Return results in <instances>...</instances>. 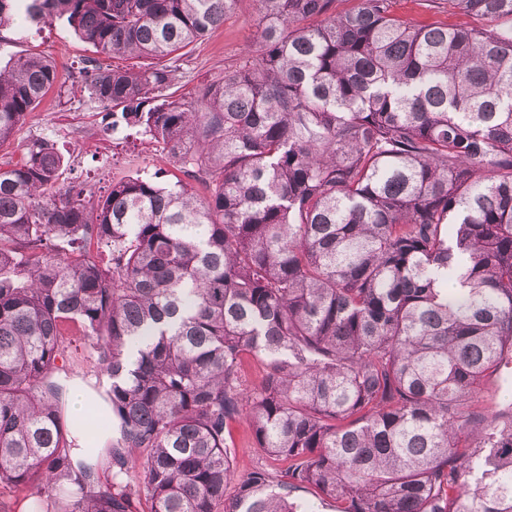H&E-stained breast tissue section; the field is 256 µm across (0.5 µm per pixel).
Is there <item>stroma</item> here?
<instances>
[{"label": "stroma", "instance_id": "35a3bbf8", "mask_svg": "<svg viewBox=\"0 0 512 512\" xmlns=\"http://www.w3.org/2000/svg\"><path fill=\"white\" fill-rule=\"evenodd\" d=\"M256 19L255 0H239L222 27L190 46L171 88L173 97L193 99L200 86L222 75L254 44ZM28 50L55 63L58 81L11 140L0 146V162L19 161L27 142L47 137L56 141L68 160L61 184H83L99 196L106 195L113 182L139 174L157 172L165 181L178 177L177 168L163 157L158 144L126 126L102 122L101 109L88 100L79 80L91 48L74 35L66 19L43 25L23 40L14 29L0 30V61Z\"/></svg>", "mask_w": 512, "mask_h": 512}]
</instances>
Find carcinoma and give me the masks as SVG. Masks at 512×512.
I'll return each mask as SVG.
<instances>
[{
    "label": "carcinoma",
    "mask_w": 512,
    "mask_h": 512,
    "mask_svg": "<svg viewBox=\"0 0 512 512\" xmlns=\"http://www.w3.org/2000/svg\"><path fill=\"white\" fill-rule=\"evenodd\" d=\"M237 2L0 0L1 29L66 18L88 98L185 175L96 198L45 137L0 163V484L35 512H298L307 488L336 512H512V408L485 394L512 378V0H448L443 25L256 0V47L169 99L177 52ZM56 81L36 52L0 68V145ZM72 324L112 377L82 460ZM240 419L284 471L236 474Z\"/></svg>",
    "instance_id": "cac0c4a2"
}]
</instances>
